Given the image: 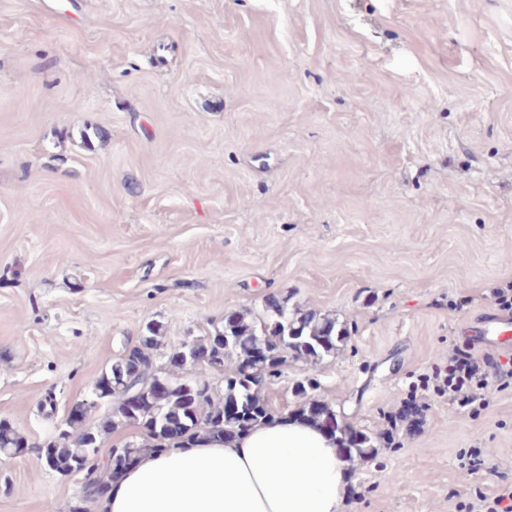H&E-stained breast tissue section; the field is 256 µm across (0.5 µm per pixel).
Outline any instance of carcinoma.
Listing matches in <instances>:
<instances>
[{
	"mask_svg": "<svg viewBox=\"0 0 512 512\" xmlns=\"http://www.w3.org/2000/svg\"><path fill=\"white\" fill-rule=\"evenodd\" d=\"M272 303L273 306L265 307L260 314L246 309L232 312L224 317L222 326L192 342L191 352L196 361L219 371L224 370L226 363H233L232 371L224 374L221 390L201 377L178 374L186 369L179 350L172 353L166 367L154 366L153 351L161 345V329L157 325H148L138 344L112 362L94 385L102 396L88 400L83 418L35 445L47 452L52 470L61 475L74 473L79 461L90 457L83 493L69 512H88L87 504L101 498L100 488L111 469L123 467L129 455L136 456L147 448H178L199 436L219 440L238 437L240 415L225 410L231 404L250 419L252 427L268 420L272 414L261 391L268 380L281 377L288 358H302L315 366L349 338L347 327L337 326L333 318L320 317L315 312H291L287 303L278 298L272 299ZM318 388V381L310 376L296 384L294 393L300 403L295 414L303 418L311 416L322 424L337 422L330 407L309 399ZM135 391L142 392V397L134 405L129 398ZM103 404L109 406L103 429L136 425L144 428L149 437V442L140 446L129 442L110 448V467L100 457L103 429L86 422ZM165 420L179 426L180 439L168 440L161 430ZM21 443L17 431L0 421V449L12 450ZM374 453L371 438L365 433L347 446L351 461L369 458Z\"/></svg>",
	"mask_w": 512,
	"mask_h": 512,
	"instance_id": "carcinoma-1",
	"label": "carcinoma"
}]
</instances>
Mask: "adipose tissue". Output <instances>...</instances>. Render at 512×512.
Instances as JSON below:
<instances>
[{"mask_svg": "<svg viewBox=\"0 0 512 512\" xmlns=\"http://www.w3.org/2000/svg\"><path fill=\"white\" fill-rule=\"evenodd\" d=\"M346 479L335 437L276 416L231 442L143 451L99 512H341Z\"/></svg>", "mask_w": 512, "mask_h": 512, "instance_id": "1", "label": "adipose tissue"}]
</instances>
